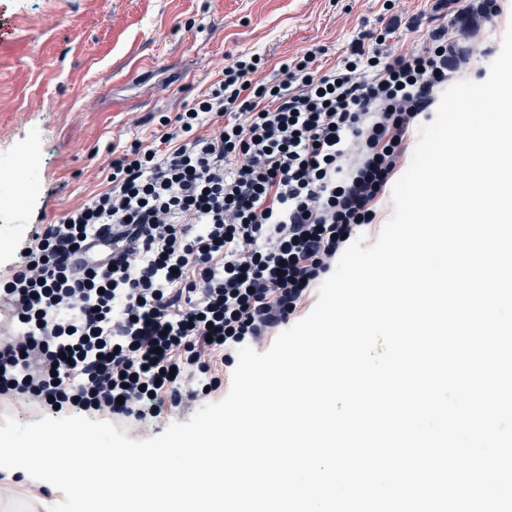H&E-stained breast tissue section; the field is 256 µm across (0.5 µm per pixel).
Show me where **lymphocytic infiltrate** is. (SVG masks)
Returning <instances> with one entry per match:
<instances>
[{"instance_id": "lymphocytic-infiltrate-1", "label": "lymphocytic infiltrate", "mask_w": 512, "mask_h": 512, "mask_svg": "<svg viewBox=\"0 0 512 512\" xmlns=\"http://www.w3.org/2000/svg\"><path fill=\"white\" fill-rule=\"evenodd\" d=\"M441 22L416 50L386 47L401 26L322 49L224 65L213 89L152 143L113 157L107 187L42 224L0 278V395L119 420L218 390L217 353L285 325L336 265L345 239L374 223L414 129L461 71L457 36L481 32L497 0H435ZM126 240L93 262L103 230Z\"/></svg>"}]
</instances>
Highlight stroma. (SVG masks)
I'll return each instance as SVG.
<instances>
[{
  "label": "stroma",
  "instance_id": "1",
  "mask_svg": "<svg viewBox=\"0 0 512 512\" xmlns=\"http://www.w3.org/2000/svg\"><path fill=\"white\" fill-rule=\"evenodd\" d=\"M382 0H0V156L24 160L40 174V192L0 214L1 224L33 230L57 223L82 199L105 188L113 147L151 141V115L182 111L208 89L225 63L241 54L267 57L275 79L282 60L325 48L334 64L358 32L379 31ZM480 38H461L470 63L461 77L484 81L498 55L512 0ZM417 31H398L392 51L419 48L435 27L426 0H402ZM220 390L169 408L163 418L126 425L128 438L160 435L193 410L230 391L233 364L214 362ZM0 512H47L64 495L47 494L22 475L0 477Z\"/></svg>",
  "mask_w": 512,
  "mask_h": 512
}]
</instances>
